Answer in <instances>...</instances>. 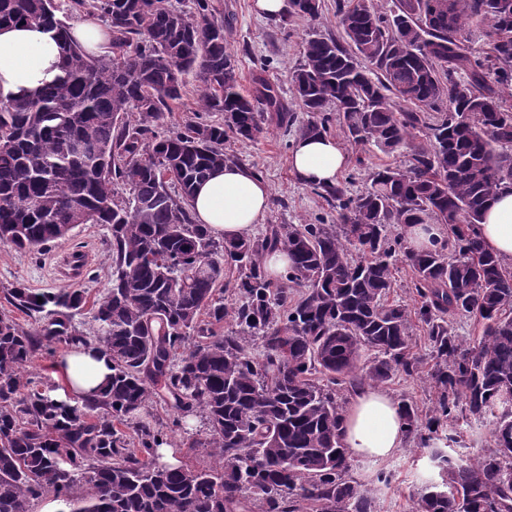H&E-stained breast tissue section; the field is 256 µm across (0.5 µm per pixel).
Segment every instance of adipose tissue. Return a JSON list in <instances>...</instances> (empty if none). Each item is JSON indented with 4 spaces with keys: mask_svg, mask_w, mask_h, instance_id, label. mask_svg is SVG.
Instances as JSON below:
<instances>
[{
    "mask_svg": "<svg viewBox=\"0 0 512 512\" xmlns=\"http://www.w3.org/2000/svg\"><path fill=\"white\" fill-rule=\"evenodd\" d=\"M60 74V49L52 33L35 26L0 27V100L38 91ZM346 156L334 137L298 138L291 168L308 185L332 186ZM268 186L246 167L225 164L199 184L190 207L198 223L215 237L231 241L249 236L263 222ZM476 231L485 247L512 262V188L501 190L488 205ZM65 370L71 392L80 398L99 394L111 375L109 358L98 349L71 352ZM406 443L399 403L371 387L356 391L345 412L343 444L357 456L382 459Z\"/></svg>",
    "mask_w": 512,
    "mask_h": 512,
    "instance_id": "obj_1",
    "label": "adipose tissue"
}]
</instances>
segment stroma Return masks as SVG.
Returning <instances> with one entry per match:
<instances>
[{
    "label": "stroma",
    "mask_w": 512,
    "mask_h": 512,
    "mask_svg": "<svg viewBox=\"0 0 512 512\" xmlns=\"http://www.w3.org/2000/svg\"><path fill=\"white\" fill-rule=\"evenodd\" d=\"M337 0H323L316 18L296 14L288 19L257 17L252 11V0H212L214 14L224 22V45L238 66L242 89H250L255 75H263L287 103L297 121H305L308 114L295 100L290 76L303 61L304 40L308 33L342 39L336 25ZM265 131L256 140H241L228 136L224 152L231 162L247 166L257 173L270 190V205L263 224L253 233L261 235L269 224H334L336 211L326 200L314 193L311 186L301 183L290 168L293 136L284 133L273 121H265ZM329 134L337 138L347 156V164L338 175L339 182L347 184L351 192L364 190L370 184V175L383 165L404 167L401 153L384 154L379 151H361L341 138L337 121H330ZM108 230L98 224H82L70 236L51 244L42 251L17 252L0 246V314L10 315L21 327H34L35 321L9 305L3 297L6 289L22 286L36 293L58 291L72 287L83 291L87 302L104 296L108 288L110 259ZM85 254L87 265L78 280H70L60 271V262L73 252ZM69 348L63 339H54L49 351L36 354L26 373L38 388L52 398L75 403L76 398L65 389L61 361ZM150 413L161 425L174 450L176 464L208 466L213 459L208 449L193 447L196 439H205V425L201 416L190 417L185 428L173 427V410L163 398H155ZM392 474L388 486L378 487L374 493L377 512H406L408 499L435 472L425 453L401 448L393 455L377 459L352 457L351 476L362 484H371L378 470Z\"/></svg>",
    "instance_id": "obj_1"
}]
</instances>
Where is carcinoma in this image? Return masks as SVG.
<instances>
[{
	"label": "carcinoma",
	"instance_id": "obj_1",
	"mask_svg": "<svg viewBox=\"0 0 512 512\" xmlns=\"http://www.w3.org/2000/svg\"><path fill=\"white\" fill-rule=\"evenodd\" d=\"M292 2L298 15L322 9ZM73 5L103 19L108 53L88 55L54 0H0V26L36 25L61 50L54 83L0 101V244L39 251L80 224H103L112 273L87 331L73 323L79 290L5 295L48 320L31 331L0 315V512H30L48 492L68 512H376L372 490L349 475L338 394L420 374L419 328L435 399L426 415L405 399L400 410L440 481L412 493L409 512H512V270L474 232L490 197L512 187V154L497 151L512 148V0H397L389 17L373 0L338 3L349 48L305 40L291 84L311 118L296 135L327 133L334 104L351 145L401 149L409 164L376 170L356 194L314 187L338 209L337 226L272 224L229 242L195 223L196 185L227 163L228 134L251 141L264 113L281 128L294 115L261 75L251 94L239 91L209 0L191 11L172 0ZM473 19L490 23L478 56L463 35ZM189 72L202 82L201 111L220 118L167 132ZM423 108L440 116L429 123ZM429 218L448 228L431 251L389 234ZM279 248L293 258L286 281L303 288L295 301L262 264ZM400 258L420 297L412 308L388 301ZM227 267L235 279H224ZM226 292L236 296L229 306ZM458 317L481 324V336L452 334ZM226 318L230 328L215 330ZM54 337L110 357L99 396L68 406L27 388V363ZM161 391L175 426L204 418L207 437L190 447L211 449L213 465L161 462L166 434L141 418ZM489 418L494 447L452 457L436 446L438 432Z\"/></svg>",
	"mask_w": 512,
	"mask_h": 512
}]
</instances>
